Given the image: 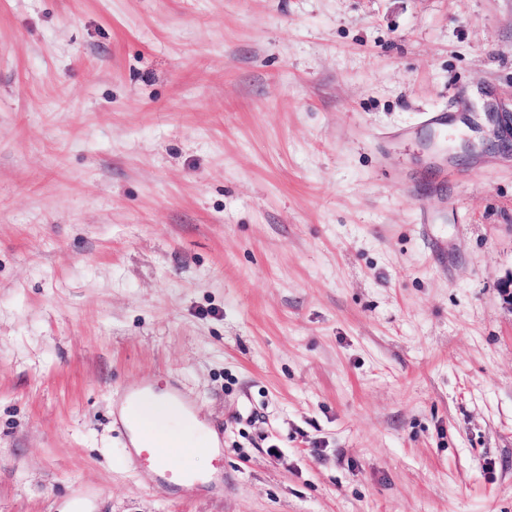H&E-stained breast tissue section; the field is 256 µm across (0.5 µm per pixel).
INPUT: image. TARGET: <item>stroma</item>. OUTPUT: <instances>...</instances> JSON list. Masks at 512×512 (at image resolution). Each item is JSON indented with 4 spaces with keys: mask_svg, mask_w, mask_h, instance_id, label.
<instances>
[{
    "mask_svg": "<svg viewBox=\"0 0 512 512\" xmlns=\"http://www.w3.org/2000/svg\"><path fill=\"white\" fill-rule=\"evenodd\" d=\"M511 114L512 0H0V512H512ZM131 414L135 422V430H131L132 442L135 447H138L145 440H151L144 432L143 423H149L157 419L182 425L183 419L181 416L184 415L179 405L169 399L167 394L163 392H153L151 396L141 399L131 409ZM158 443L159 448L154 444H144L140 448L139 453L134 456L137 460L144 465H152L158 467L162 459L165 457L166 448L177 447L180 444V436L176 430H169L167 441H155ZM159 475L157 478V487L162 491L170 490L172 487L182 483L188 476L192 475L189 467H181L175 469L159 468Z\"/></svg>",
    "mask_w": 512,
    "mask_h": 512,
    "instance_id": "obj_1",
    "label": "stroma"
}]
</instances>
